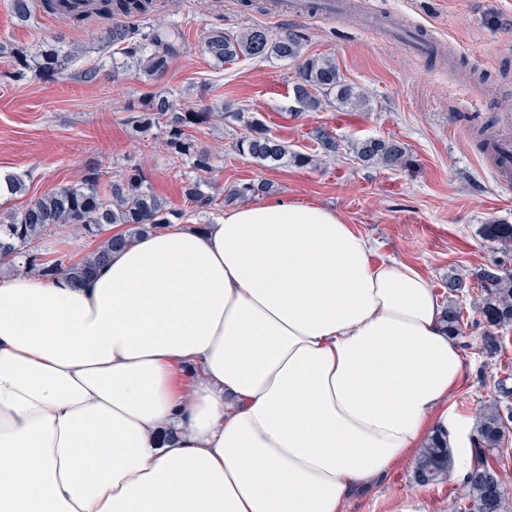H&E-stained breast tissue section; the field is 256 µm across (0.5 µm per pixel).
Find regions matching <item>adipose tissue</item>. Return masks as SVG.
I'll list each match as a JSON object with an SVG mask.
<instances>
[{"label":"adipose tissue","instance_id":"1","mask_svg":"<svg viewBox=\"0 0 512 512\" xmlns=\"http://www.w3.org/2000/svg\"><path fill=\"white\" fill-rule=\"evenodd\" d=\"M333 209L175 224L0 280V512H344L465 374L428 278Z\"/></svg>","mask_w":512,"mask_h":512}]
</instances>
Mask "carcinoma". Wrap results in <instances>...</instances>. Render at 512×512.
<instances>
[{
    "instance_id": "1",
    "label": "carcinoma",
    "mask_w": 512,
    "mask_h": 512,
    "mask_svg": "<svg viewBox=\"0 0 512 512\" xmlns=\"http://www.w3.org/2000/svg\"><path fill=\"white\" fill-rule=\"evenodd\" d=\"M45 12L57 15L74 24L93 16L111 21L103 42L113 53L121 54L138 63L139 74L156 78L166 73L171 58L170 48L178 34L175 26L147 25L132 27L125 22L131 15L147 12L145 0H89L90 8L79 2L62 10L59 0H40ZM35 0H11V10L21 22L28 21L34 11ZM203 51L217 65L239 58L284 60L297 65L299 82L294 88L295 99L303 108L317 110L334 100L342 105L360 107L365 98L342 78L335 61L328 58L303 57V37L296 31L273 32L256 25L239 33L226 32L221 27L206 29ZM82 49L73 46L64 53L48 45L33 54L23 51L13 54L12 71L6 77L21 80L32 74L36 77H55L62 74L71 59ZM210 111L183 112L164 96L154 97L143 110L135 111L128 122L148 131L154 127L163 131L164 146L171 157L187 158L195 177L188 180L183 193L194 210H210L216 196L206 180L213 170L214 157L209 149L199 145L188 134L191 128H200L212 120ZM248 135L236 143V149L256 162L277 166L288 161L303 167L310 164L308 155L292 151L262 126L257 119L247 121ZM314 139L324 157L336 155L339 144L335 135L322 127L313 130ZM356 155L367 165L399 167L409 162L404 143L394 138H366L356 142ZM269 184L242 183L232 190L228 200L254 197L268 190ZM181 217L164 199L144 185L137 173L127 172L104 181L99 170L91 168L79 181L60 187L55 192L39 197L18 212L8 215L0 224V267L22 270L29 274L53 279L69 274L82 279L106 261L112 252L147 232L159 231ZM69 231L88 237L94 247L79 261L64 259L44 261L39 253L40 241L53 230ZM484 239L504 247L512 245V224H486ZM480 285L481 302L476 312L485 323L494 328L481 338L479 352L486 360L497 359L504 349V337L498 331L512 329V271L497 261L481 268L476 274ZM444 323L449 334L462 335L468 325L465 307L455 300L446 306ZM511 373L497 380L498 397L480 408L473 443L478 454L466 473L469 504L464 512H507L506 491L495 494L490 483L501 482L498 473L483 460L486 453L502 447V441L512 422V387L508 386ZM454 466V458L447 439L435 433L429 436L415 459L414 477L421 485L434 484L446 477Z\"/></svg>"
}]
</instances>
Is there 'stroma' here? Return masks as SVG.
Instances as JSON below:
<instances>
[{
    "label": "stroma",
    "instance_id": "obj_1",
    "mask_svg": "<svg viewBox=\"0 0 512 512\" xmlns=\"http://www.w3.org/2000/svg\"><path fill=\"white\" fill-rule=\"evenodd\" d=\"M269 2L246 7L242 0H152L145 17L130 18V25L176 24L181 48L163 76L115 81L110 77L112 51L99 40L105 19L95 17L76 27L37 10L21 25L10 0H0V42L30 53L45 43L83 49L55 78L8 79L12 58H0V175H18L25 183L24 192L0 205V212L21 210L30 200L70 184L93 162L110 176L139 170L155 194L183 212L184 223H211L229 209V202L192 212L183 195L191 176L188 162L167 153L159 131L141 134L126 117L156 94L187 110H215L228 103L317 162L260 166L237 152L235 144L246 128L228 117L196 134L216 157L210 175L216 186L228 190L267 181L273 185L270 199L335 209L376 242L378 257H394L421 270L440 301L449 297L452 275L466 283L460 300H477L475 274L481 267L499 260L512 268V251L482 235L483 225L512 224V187L496 182L479 145L481 134L512 116V0H360L364 14L388 17L436 42L447 53L442 60L417 56L386 29L368 28L361 17H296L270 9ZM255 24L302 33L305 56L334 59L345 80L367 95L368 107L302 109L293 93L298 75L292 63L242 58L220 69L210 65L201 50L205 29L216 25L239 32ZM91 65L99 67L100 77L87 84L78 72ZM320 126L340 144L335 159L317 157L311 133ZM368 137L404 142L410 165L364 167L351 146ZM485 329L483 322L469 323L459 338L466 377L448 402L472 427L497 382L494 367L476 350ZM474 456L470 450L456 458L455 475L427 486L416 483L414 462L406 460L352 497L345 512H389L405 499L420 503L423 512H445L466 501L461 472Z\"/></svg>",
    "mask_w": 512,
    "mask_h": 512
}]
</instances>
